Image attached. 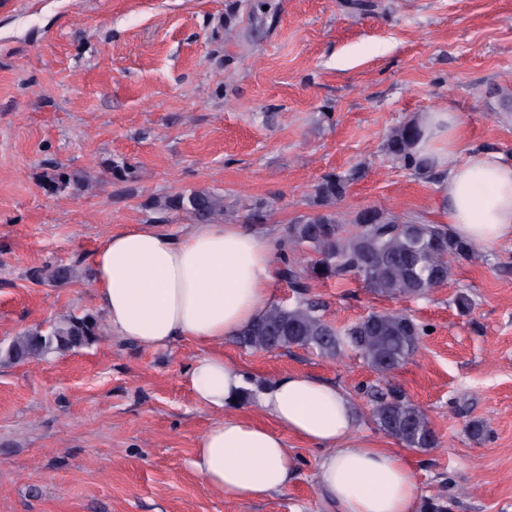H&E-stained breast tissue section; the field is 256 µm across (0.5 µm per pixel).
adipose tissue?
I'll list each match as a JSON object with an SVG mask.
<instances>
[{
	"mask_svg": "<svg viewBox=\"0 0 512 512\" xmlns=\"http://www.w3.org/2000/svg\"><path fill=\"white\" fill-rule=\"evenodd\" d=\"M463 138L456 113L431 112L418 144L446 170L448 229L476 245L512 242V163L491 151L459 156ZM273 258L244 224H195L179 234L133 224L110 233L89 262L111 335L150 349L182 338L206 346L189 380L196 402L219 414L192 461L208 485L239 500L281 490L294 468L291 436L324 448L318 488L338 512H413L417 485L407 458L359 434L356 404L340 388L282 375L255 392L264 422L227 414L244 376L212 347L263 314Z\"/></svg>",
	"mask_w": 512,
	"mask_h": 512,
	"instance_id": "obj_1",
	"label": "adipose tissue"
}]
</instances>
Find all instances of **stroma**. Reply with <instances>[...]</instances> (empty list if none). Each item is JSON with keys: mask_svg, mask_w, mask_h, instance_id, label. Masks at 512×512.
Masks as SVG:
<instances>
[{"mask_svg": "<svg viewBox=\"0 0 512 512\" xmlns=\"http://www.w3.org/2000/svg\"><path fill=\"white\" fill-rule=\"evenodd\" d=\"M357 2L269 0L255 16L245 0H0V348L99 315L89 254L110 232L160 221L159 198L207 189L267 203L256 229L276 245L330 172L355 175L345 219L378 208L441 223L440 176L382 149L389 128L423 113L457 112L463 149L511 160L512 0ZM125 165L133 176L115 174ZM60 168L84 182L56 190ZM48 265L74 266L73 281L34 279ZM307 298L339 328L406 310L421 357L384 382L352 352L336 363L232 337L217 351L251 385L288 373L336 385L371 439L384 438L371 420L380 394L410 400L438 438L389 441L415 472L414 512H512V244L477 247L424 297L315 280ZM203 353L108 335L0 367V512H337L317 486L322 449L293 438L282 490L239 501L205 483L192 459L215 413L187 379Z\"/></svg>", "mask_w": 512, "mask_h": 512, "instance_id": "1", "label": "stroma"}]
</instances>
